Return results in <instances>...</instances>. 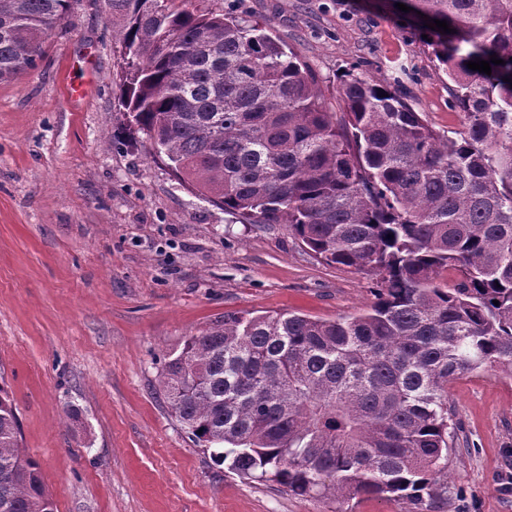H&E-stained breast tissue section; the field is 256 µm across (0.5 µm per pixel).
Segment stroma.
Returning <instances> with one entry per match:
<instances>
[{
    "mask_svg": "<svg viewBox=\"0 0 512 512\" xmlns=\"http://www.w3.org/2000/svg\"><path fill=\"white\" fill-rule=\"evenodd\" d=\"M194 3L267 24L312 66L329 111L351 67L388 78L403 64L414 110L460 127L448 76L397 0ZM125 71L104 0H72L35 67L0 81V375L57 512H406L394 498L340 505L245 478L158 396L166 355L225 313L332 320L368 308L373 280L182 185L131 128ZM85 81L88 93L68 95ZM448 404V499L435 512H512V376L457 378Z\"/></svg>",
    "mask_w": 512,
    "mask_h": 512,
    "instance_id": "35a3bbf8",
    "label": "stroma"
}]
</instances>
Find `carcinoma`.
Here are the masks:
<instances>
[{"label": "carcinoma", "mask_w": 512, "mask_h": 512, "mask_svg": "<svg viewBox=\"0 0 512 512\" xmlns=\"http://www.w3.org/2000/svg\"><path fill=\"white\" fill-rule=\"evenodd\" d=\"M400 2L453 29L430 36L459 130L406 101L404 67L390 82L351 75L338 118L260 23L193 0H105L122 103L153 156L224 212L286 224L325 263L376 276L356 315L224 314L164 361L160 396L247 478L433 512L448 497V382L512 375V0ZM70 7L0 0V80L35 64ZM493 54L491 74L467 67ZM0 512H54L4 381Z\"/></svg>", "instance_id": "1"}]
</instances>
